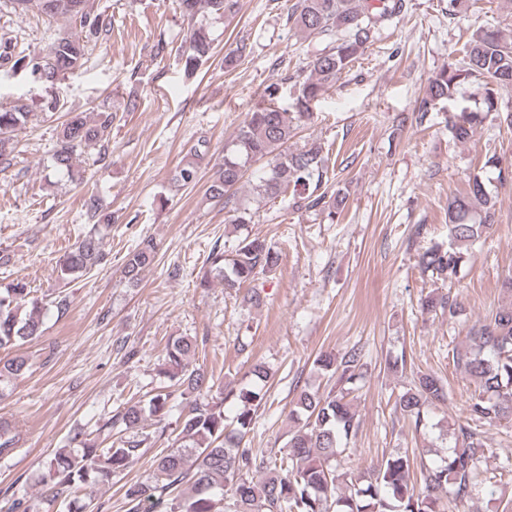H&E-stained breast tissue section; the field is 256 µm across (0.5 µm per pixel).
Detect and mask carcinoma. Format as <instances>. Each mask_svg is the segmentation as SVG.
<instances>
[{
  "mask_svg": "<svg viewBox=\"0 0 512 512\" xmlns=\"http://www.w3.org/2000/svg\"><path fill=\"white\" fill-rule=\"evenodd\" d=\"M15 13H37L48 18L65 17L75 22V30L57 35L43 56H14L8 45L0 47V62L13 69H27L43 82L81 68L88 46L107 34L112 18L88 8V0H8ZM183 15L194 20L201 13L226 17L235 14L239 0H179ZM404 0H382L375 6L367 0H295L286 22L309 35L329 41L328 48L309 63V75L296 98L295 119L311 117L310 103L336 84L360 56L385 20L404 11ZM185 72L194 74L213 54L207 29L192 25L184 44L177 49ZM485 87L477 110L468 108L448 116L451 139L469 142L489 115L512 128V112L498 111V94L512 88V41L498 29H479L469 40L463 65L442 69L430 81L422 111L415 121L423 124L428 108L454 97L468 78ZM24 105L0 111V159L14 150V137L28 122ZM117 112L110 107L97 109L91 120L82 112L67 113L56 135L52 153L55 168L68 174L80 157L97 151L102 161L112 135ZM294 126L288 112L271 100L247 113L243 125L225 148L224 164L207 188L210 198L221 201L234 212L233 223L243 227L252 222L247 208L236 206L229 194L244 177L246 164L266 160V177L254 187L257 195L276 199L291 191L293 205L321 208L334 222L345 208L347 193L339 188L328 193L331 177L327 157L317 141L292 151L288 142ZM485 167L497 172L500 184L512 182V165L504 166L490 156ZM199 166L188 162L178 167L174 180L181 186L198 180ZM490 181L475 175L468 188L448 199L449 242L434 243L419 254L418 265L450 282L460 279L471 258V248L493 227L495 200ZM92 228L69 249L56 265L58 279L73 282L101 265L104 255L98 227L114 223L112 212L92 195L85 201ZM156 245L144 239L125 256L123 276L137 283L154 263ZM280 254L266 239L245 234L237 238L231 255L221 249L209 253L207 267L197 276V287L209 288L216 280L224 288H239L279 267ZM428 313H448L454 319L462 312L459 295L429 292L421 298ZM43 305L21 279L0 289V350L19 347L41 337ZM468 349L455 351L454 362L477 388L468 405V423L452 431L453 445L434 465L420 464L419 480L410 479L420 450L391 456L364 470L348 466L345 454L357 433L359 419L353 407L360 378L361 352L351 349L342 355L322 352L314 362L316 372L333 382L325 390L309 385L293 398L288 419L297 424L288 430L286 451L265 454L247 446L258 411L267 404L269 369L256 363L249 370V382L226 384L218 395L207 400L214 377L193 365L195 345L185 337L174 338L165 346V375L170 386L188 396L178 415L180 445L153 460L156 479L134 482L125 490L128 512H140L146 502H166L167 512H447L448 503L467 500L479 475L481 459L490 453L472 423L494 426L512 419V305L502 307L467 336ZM26 359L16 356L0 365V384L28 370ZM441 379L430 372H419L401 392L395 407L418 424L423 408L447 399ZM172 392L157 393L147 406L134 404L112 416L104 429L129 433L117 445L101 448L81 429L68 436L69 447L57 450L45 462L41 496L66 499L84 485H108L139 456L143 440L138 431L145 415L162 421L172 411ZM236 407L232 419L224 415V403ZM19 437L11 423L0 417V457L14 453Z\"/></svg>",
  "mask_w": 512,
  "mask_h": 512,
  "instance_id": "1",
  "label": "carcinoma"
}]
</instances>
